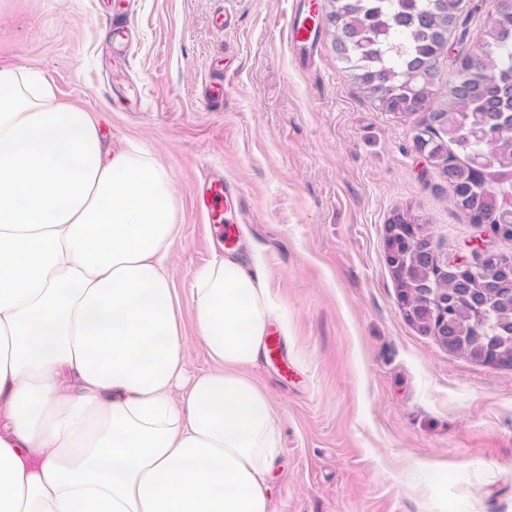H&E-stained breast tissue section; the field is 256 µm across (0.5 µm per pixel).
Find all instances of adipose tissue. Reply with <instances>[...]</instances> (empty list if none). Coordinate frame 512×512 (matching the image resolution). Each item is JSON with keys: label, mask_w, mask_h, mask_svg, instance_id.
Instances as JSON below:
<instances>
[{"label": "adipose tissue", "mask_w": 512, "mask_h": 512, "mask_svg": "<svg viewBox=\"0 0 512 512\" xmlns=\"http://www.w3.org/2000/svg\"><path fill=\"white\" fill-rule=\"evenodd\" d=\"M177 233L161 162L0 66V512H268L279 429L244 370L278 309L260 269H200L191 373Z\"/></svg>", "instance_id": "obj_1"}]
</instances>
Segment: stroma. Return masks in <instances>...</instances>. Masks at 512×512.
<instances>
[{
  "label": "stroma",
  "instance_id": "stroma-1",
  "mask_svg": "<svg viewBox=\"0 0 512 512\" xmlns=\"http://www.w3.org/2000/svg\"><path fill=\"white\" fill-rule=\"evenodd\" d=\"M294 0H0V65L39 70L101 117L113 148L168 169L180 204L168 275L190 368L211 370L191 300L197 269L226 256L194 202L203 174L242 192L244 264L260 258L288 339L253 369L280 429L270 512H512V367L478 364L403 314L386 259L390 218L425 224L439 259L512 240L470 223L414 151V117L380 111L330 38L300 63ZM234 23L216 26V15ZM135 37L115 55L104 20ZM226 65L224 107L202 97Z\"/></svg>",
  "mask_w": 512,
  "mask_h": 512
}]
</instances>
